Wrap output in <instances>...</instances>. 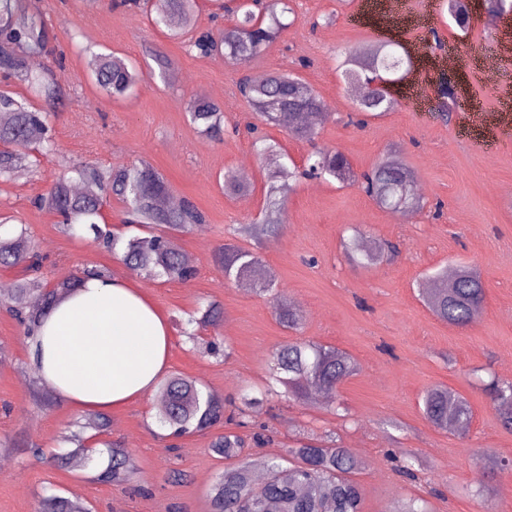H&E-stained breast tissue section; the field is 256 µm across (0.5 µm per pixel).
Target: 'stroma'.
Listing matches in <instances>:
<instances>
[{
	"mask_svg": "<svg viewBox=\"0 0 512 512\" xmlns=\"http://www.w3.org/2000/svg\"><path fill=\"white\" fill-rule=\"evenodd\" d=\"M52 26L66 54L62 104L53 120L57 151L38 169L17 171L0 182V211L29 229L43 257L44 275L59 279L96 266L136 284L168 319L209 301L219 302L218 329L200 333V345L174 335L168 370L194 378L224 399L243 389L263 388L271 352L301 337L343 349L360 372L336 389L335 404L304 397L270 396L255 425L264 442L249 446L248 459L262 465L297 442L336 436L361 459L363 512H394L409 497L426 500L428 512H512V432L499 425L483 383L495 376L512 381V123L502 107L512 101V57L498 44L512 39V15L492 18L484 0H469L470 23L458 27L445 0H291V24L278 40L246 65L223 55L188 53L182 41L156 29L146 14L113 6L110 0H33ZM398 8L401 27L379 23L385 6ZM395 42L412 68L394 87L398 109L357 127V100L337 69L338 54ZM110 50L153 67V52L173 62L166 80H146L136 95L107 99L94 85L87 50ZM286 70L303 77L326 105L315 142L269 127L296 166L312 147L347 157L356 172L372 169L401 151L415 175L425 207L404 218L377 207L355 186L296 177L281 213L282 232L263 239L259 254L279 293L302 317L294 333L276 319L275 303L246 284L230 283L214 260L231 228L254 221L266 203L268 163L261 161L247 133H226L223 141L201 136L187 120L195 95L219 103L228 122L246 125L254 114L241 98L243 74ZM449 77L460 106L449 120L437 112L432 88ZM428 94L409 98L414 84ZM146 162L158 170L176 200H190L203 223L178 235L176 245L196 270L187 282L158 283L133 274L110 252L66 234L55 214L33 201L45 194L66 162ZM247 167L254 190L224 194L218 179ZM400 247L391 260L369 270L347 261L343 244L353 236ZM465 263L485 284L481 316L458 328L425 307L424 275ZM231 347L230 357L205 353L211 340ZM0 512H33L36 501L57 494L80 495L91 512H209L208 488L225 461L211 450L212 432L173 438L155 420V398L110 411L108 438L134 459L137 473L125 483L98 482L105 457L97 438L87 453L73 456L68 469L52 457L72 453L67 437L82 418L44 385L28 357V340L0 304ZM445 385L472 408L466 433L449 435L423 416V393ZM39 445L42 458L28 448ZM392 448L414 452L422 463L416 479L399 476L386 458ZM505 466L486 474L479 460ZM182 481H173L172 471Z\"/></svg>",
	"mask_w": 512,
	"mask_h": 512,
	"instance_id": "obj_1",
	"label": "stroma"
}]
</instances>
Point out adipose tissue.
Segmentation results:
<instances>
[{"label":"adipose tissue","mask_w":512,"mask_h":512,"mask_svg":"<svg viewBox=\"0 0 512 512\" xmlns=\"http://www.w3.org/2000/svg\"><path fill=\"white\" fill-rule=\"evenodd\" d=\"M171 349L165 315L132 282L103 276L86 279L47 314L29 357L62 400L82 411L112 410L154 388Z\"/></svg>","instance_id":"adipose-tissue-1"}]
</instances>
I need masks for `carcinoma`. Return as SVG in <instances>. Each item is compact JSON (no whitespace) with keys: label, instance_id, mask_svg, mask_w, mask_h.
<instances>
[{"label":"carcinoma","instance_id":"1","mask_svg":"<svg viewBox=\"0 0 512 512\" xmlns=\"http://www.w3.org/2000/svg\"><path fill=\"white\" fill-rule=\"evenodd\" d=\"M123 5L150 11L151 20L169 35L180 38L193 28L196 0H123ZM232 24L218 33L203 31L190 34L186 47L191 52L207 56L224 50L232 61L247 62L259 56L283 32L285 24L280 16L288 12V0H240L234 5L228 0L218 5ZM55 36L46 15L30 8L29 0H0V74L27 86L41 98L43 107L32 106L26 98L0 88V180H9L15 171L32 167L40 159H48L56 152L52 134V116L62 97L60 75L51 67L34 70L29 59L35 56L55 58L63 68L64 53L53 45ZM381 43L369 51L350 50L339 62L345 79L370 85L372 82H390L403 58L386 51ZM88 64L96 84L110 98H121L134 93L145 81L155 76L166 79L171 61L160 54L153 55L158 71L145 74L135 64L112 52L87 51ZM238 90L255 114L267 124L279 127L288 136L311 142L317 135L311 116L325 109L324 101L307 82L295 73L272 72L261 80L248 75L239 79ZM399 102L376 95L369 90L358 102V110L372 116L394 111ZM187 115L199 132L211 140L221 141L228 129L237 133L238 125L228 127L220 104L204 97L188 102ZM247 133L262 142L259 155L275 164L269 176V201L259 224L241 225L233 236H248L258 240L278 234L281 208L279 202L288 198L293 172L287 171L279 144L257 135L255 125L245 126ZM352 165L340 153L325 149L311 151L302 175L340 181L339 172ZM351 184L358 185L379 207L392 212L407 197L415 199L411 208L424 207L414 189L411 169L394 154L368 172L355 176ZM224 193L248 194L250 183L228 171L224 173ZM169 187L163 176L151 165L115 164L98 166L84 162L72 163L55 180L49 191L36 204L55 213L62 220L64 231L83 232L91 243L112 252L129 270L145 271L151 279L187 281L195 270L184 260L182 252L173 243L176 235L194 224L204 223L203 214L196 206L183 201L167 208L160 204ZM123 204L125 223L144 228V234L123 238L112 225L104 221L103 207L110 199ZM12 216L0 215V267L24 266L29 275L17 280L11 288L8 308L24 328L27 337L34 336L42 319L67 295L75 291L89 275L104 270L86 268L81 274L48 281L40 276L41 256L26 226L9 227ZM349 260L362 268L382 263L396 253L393 245L357 242ZM216 262L224 271V278L233 282H250L261 294L276 297L277 318L288 330L301 328V318L286 299L278 297L275 283L256 278L261 259L249 248L226 243L215 253ZM442 282V287L431 291L421 289L427 308L442 322L464 327L481 313L485 301V285L480 273L471 266L459 265L453 271L442 267L429 275ZM223 315L222 308L210 302L201 315L191 316L192 331H184L196 341L205 327L217 328ZM361 366L350 353L333 346H324L300 339L276 348L269 364V388H282L285 397L300 400L305 386L310 384L324 391L329 403L335 402L336 388L345 379L358 374ZM500 426L512 432V382L495 378L485 384ZM156 417L172 430V435L209 431L224 421V398L214 394L199 381L178 373L161 379L155 389ZM423 414L434 427L453 435L463 433L470 425L472 410L468 401L445 385L429 388L422 399ZM109 416L103 411L87 413L80 429L95 431V436L107 434ZM245 439L232 432L216 435L212 451L230 461L217 474L208 489L209 512H362L363 491L355 474L362 461L351 455L338 443L336 437L312 444L303 443L289 448L284 456L268 458L263 464L264 476L255 478L253 466L240 462ZM387 458L402 477L415 476V456L411 453H387ZM134 467L128 452L118 445L111 449L110 462L96 480L103 483L120 482L129 478ZM34 512H87L79 503L53 496L39 501Z\"/></svg>","mask_w":512,"mask_h":512}]
</instances>
